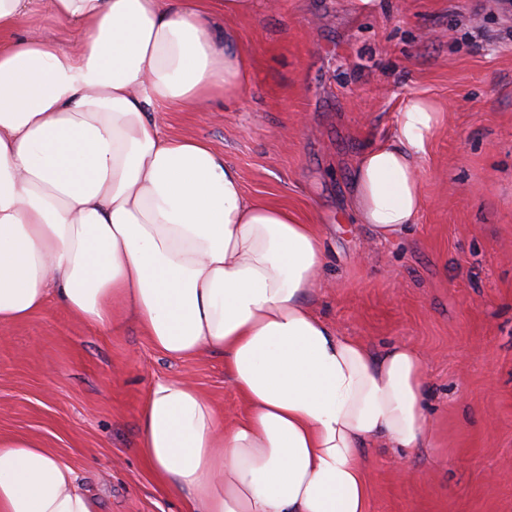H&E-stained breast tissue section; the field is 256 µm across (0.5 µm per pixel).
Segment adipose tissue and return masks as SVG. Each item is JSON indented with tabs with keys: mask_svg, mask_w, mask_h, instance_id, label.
<instances>
[{
	"mask_svg": "<svg viewBox=\"0 0 512 512\" xmlns=\"http://www.w3.org/2000/svg\"><path fill=\"white\" fill-rule=\"evenodd\" d=\"M209 0H0V325L55 301L111 329L132 316L167 356L224 357L243 418L186 379L148 389L139 446L185 512H367L366 448L430 447L423 359L374 353L314 310L325 242L248 198L207 142L156 112L248 91L252 69ZM45 13L69 46L19 33ZM442 114L407 96L394 134L351 170L356 221L403 235L424 206L421 162ZM0 512H99L72 469L0 436Z\"/></svg>",
	"mask_w": 512,
	"mask_h": 512,
	"instance_id": "ef3b65f1",
	"label": "adipose tissue"
}]
</instances>
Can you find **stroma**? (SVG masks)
Listing matches in <instances>:
<instances>
[{
  "label": "stroma",
  "instance_id": "obj_1",
  "mask_svg": "<svg viewBox=\"0 0 512 512\" xmlns=\"http://www.w3.org/2000/svg\"><path fill=\"white\" fill-rule=\"evenodd\" d=\"M228 24L250 89L157 113L163 132L207 141L247 196L318 226L313 306L341 335L428 358L432 445L367 449L368 512H512V0H382L370 15L276 0ZM411 93L444 118L417 224L380 243L349 208L352 162ZM182 377L225 419L244 414L219 353L175 360L132 320L103 331L52 301L0 327V436L49 448L99 512H184L139 448L148 387Z\"/></svg>",
  "mask_w": 512,
  "mask_h": 512
}]
</instances>
